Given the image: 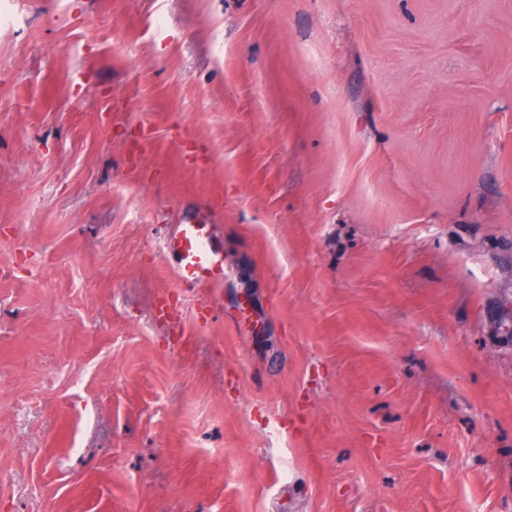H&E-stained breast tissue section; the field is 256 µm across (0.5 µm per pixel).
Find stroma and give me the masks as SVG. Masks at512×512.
Here are the masks:
<instances>
[{"mask_svg": "<svg viewBox=\"0 0 512 512\" xmlns=\"http://www.w3.org/2000/svg\"><path fill=\"white\" fill-rule=\"evenodd\" d=\"M0 512H512V0H0ZM162 253L180 285L203 288L206 299L198 306V325L218 307L214 297L224 288V248L211 216L202 207L183 210L176 224L165 227Z\"/></svg>", "mask_w": 512, "mask_h": 512, "instance_id": "1", "label": "stroma"}]
</instances>
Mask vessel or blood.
<instances>
[{
    "instance_id": "obj_1",
    "label": "vessel or blood",
    "mask_w": 512,
    "mask_h": 512,
    "mask_svg": "<svg viewBox=\"0 0 512 512\" xmlns=\"http://www.w3.org/2000/svg\"><path fill=\"white\" fill-rule=\"evenodd\" d=\"M162 253L180 286L204 290L206 298L195 319L205 321L215 311L214 298L224 286V248L208 211L183 210L177 223L164 230Z\"/></svg>"
}]
</instances>
